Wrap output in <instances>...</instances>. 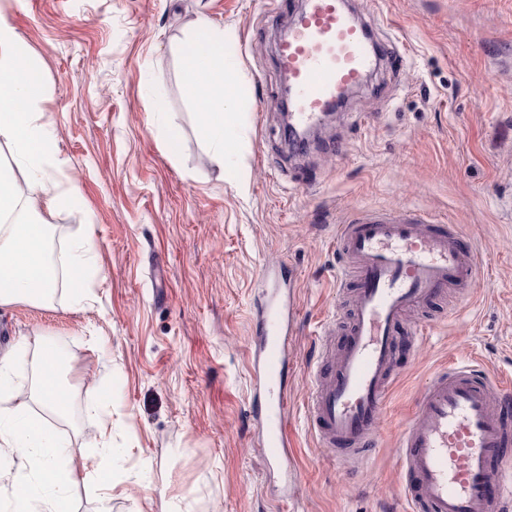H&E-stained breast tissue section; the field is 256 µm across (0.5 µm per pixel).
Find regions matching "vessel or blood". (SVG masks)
Listing matches in <instances>:
<instances>
[{
  "instance_id": "1",
  "label": "vessel or blood",
  "mask_w": 512,
  "mask_h": 512,
  "mask_svg": "<svg viewBox=\"0 0 512 512\" xmlns=\"http://www.w3.org/2000/svg\"><path fill=\"white\" fill-rule=\"evenodd\" d=\"M291 12L288 38L276 51L292 90L291 121L317 125L344 91L360 85L381 63L403 55L378 23L355 24L345 0H308ZM342 264L336 286L351 291L347 340L337 357L312 375L308 426L340 463L363 462L377 446L394 346L406 313L466 293L477 265L461 247L454 225L414 211L360 212L336 227ZM296 313L280 289L267 291L255 319L253 372L258 395L251 412L269 459L288 458L287 339ZM512 385L474 365L456 363L433 374L415 399L413 418L398 438L411 512H512Z\"/></svg>"
}]
</instances>
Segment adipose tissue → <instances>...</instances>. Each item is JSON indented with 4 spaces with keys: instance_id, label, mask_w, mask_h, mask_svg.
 Listing matches in <instances>:
<instances>
[{
    "instance_id": "adipose-tissue-1",
    "label": "adipose tissue",
    "mask_w": 512,
    "mask_h": 512,
    "mask_svg": "<svg viewBox=\"0 0 512 512\" xmlns=\"http://www.w3.org/2000/svg\"><path fill=\"white\" fill-rule=\"evenodd\" d=\"M182 91L195 107L198 133L216 166L236 154L241 77L224 56V33L204 15L198 16L177 47ZM44 92L41 73L9 18L0 11V144L11 161L0 162V305L17 300L51 301L58 277L49 259L50 224L57 211L80 209L77 185L56 191L45 180L57 164L55 140L41 120L36 103ZM24 178L26 193L17 190ZM93 244L85 240L69 255L67 285L73 302H81L86 283L95 273ZM36 384L31 393L51 413L66 410L61 355L49 339L38 344ZM14 354L0 357V457L14 455L24 465L12 482L0 485V497L13 501L16 512H68L66 492L74 484V456L45 421L28 411L13 383Z\"/></svg>"
}]
</instances>
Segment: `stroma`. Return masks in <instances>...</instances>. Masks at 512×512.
<instances>
[{
    "label": "stroma",
    "instance_id": "1",
    "mask_svg": "<svg viewBox=\"0 0 512 512\" xmlns=\"http://www.w3.org/2000/svg\"><path fill=\"white\" fill-rule=\"evenodd\" d=\"M401 31L407 61L382 65L294 164L280 137L283 75L270 0H0L42 71L38 110L61 163L56 212L69 255L91 238L99 275L73 304L0 306V350L21 346L30 389L39 338L65 364L69 412L31 414L81 450L71 512H407L397 438L436 369L486 365L512 379V0H351ZM224 31L243 82L239 152L218 179L172 47L198 15ZM174 126L167 145L153 119ZM342 145L334 155V145ZM424 210L457 224L478 275L467 297L420 305L432 329L398 347L368 466L341 468L307 426L310 372L342 346L348 294L335 287L336 226L364 210ZM291 269L288 467L268 465L251 416L257 282ZM412 336V335H411ZM109 394L104 421L91 416Z\"/></svg>",
    "mask_w": 512,
    "mask_h": 512
}]
</instances>
